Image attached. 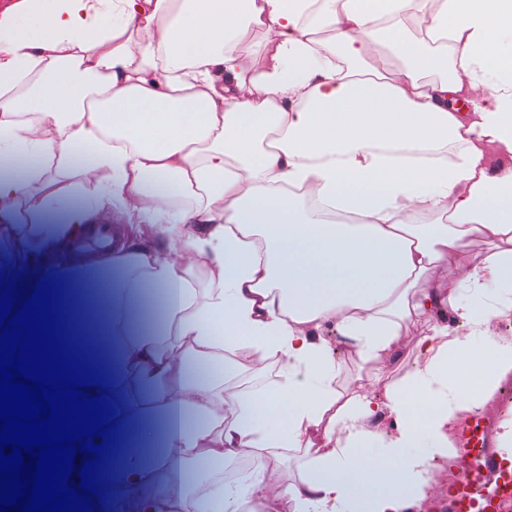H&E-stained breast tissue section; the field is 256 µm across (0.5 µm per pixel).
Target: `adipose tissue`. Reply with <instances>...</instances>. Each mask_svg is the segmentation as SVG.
Returning a JSON list of instances; mask_svg holds the SVG:
<instances>
[{"label":"adipose tissue","mask_w":512,"mask_h":512,"mask_svg":"<svg viewBox=\"0 0 512 512\" xmlns=\"http://www.w3.org/2000/svg\"><path fill=\"white\" fill-rule=\"evenodd\" d=\"M496 157L512 158V0H10L0 233L31 277L63 278L72 339L108 383L119 440L96 512H351V457L374 445L404 488L372 512L420 506L458 421L512 375V342L490 335L512 317ZM97 171L110 183L72 203ZM298 190L359 223L300 213ZM102 237L107 252L71 248ZM105 262L126 273L111 355L78 290ZM420 318L382 396L339 384L323 327L378 378ZM271 360L281 385L227 391ZM290 451L303 466L273 491ZM252 457L237 480L153 493L160 470ZM426 330L427 323L422 321L408 324L400 340L402 355L397 361L386 364L390 377L399 378L413 366L415 360L414 344L418 336H421Z\"/></svg>","instance_id":"1"}]
</instances>
